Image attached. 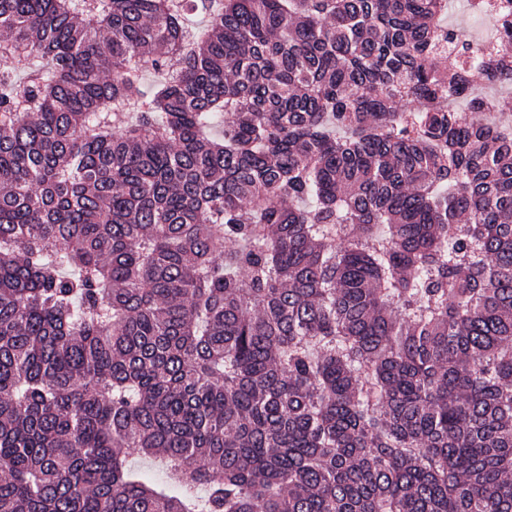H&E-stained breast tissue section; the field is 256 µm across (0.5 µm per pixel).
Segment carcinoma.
Masks as SVG:
<instances>
[{"label":"carcinoma","mask_w":512,"mask_h":512,"mask_svg":"<svg viewBox=\"0 0 512 512\" xmlns=\"http://www.w3.org/2000/svg\"><path fill=\"white\" fill-rule=\"evenodd\" d=\"M474 7L0 0V512H512ZM448 23L458 26L467 36L478 40L488 35L486 28L481 17L472 13L467 5L464 11L459 10L457 2L452 0L448 9Z\"/></svg>","instance_id":"carcinoma-1"}]
</instances>
